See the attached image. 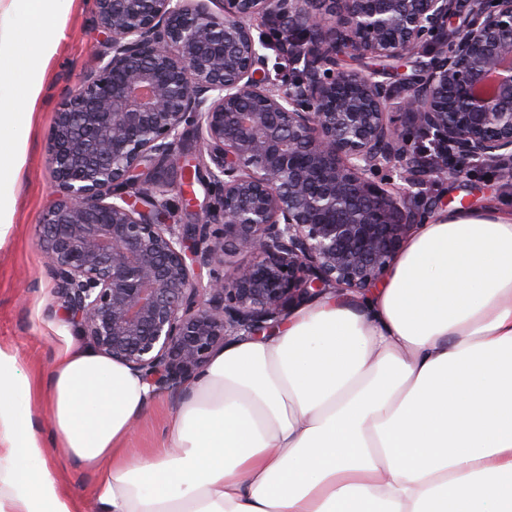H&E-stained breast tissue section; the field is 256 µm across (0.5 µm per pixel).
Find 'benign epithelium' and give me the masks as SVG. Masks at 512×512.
<instances>
[{"label": "benign epithelium", "mask_w": 512, "mask_h": 512, "mask_svg": "<svg viewBox=\"0 0 512 512\" xmlns=\"http://www.w3.org/2000/svg\"><path fill=\"white\" fill-rule=\"evenodd\" d=\"M210 2L94 0L106 47L56 112L36 238L60 313L172 396L229 341L366 297L425 218L407 199L432 174L512 166V0ZM258 19L288 28V72L268 70ZM426 47L400 93L340 67ZM416 136L451 159L422 167ZM176 161L213 191L198 224L171 215Z\"/></svg>", "instance_id": "benign-epithelium-1"}]
</instances>
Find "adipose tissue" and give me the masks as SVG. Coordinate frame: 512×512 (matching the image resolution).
Returning <instances> with one entry per match:
<instances>
[{
    "mask_svg": "<svg viewBox=\"0 0 512 512\" xmlns=\"http://www.w3.org/2000/svg\"><path fill=\"white\" fill-rule=\"evenodd\" d=\"M55 0H0V127L31 119ZM25 14L28 32L14 24ZM25 142L0 137V247ZM38 393L0 348V512H77L45 457L93 465L97 512H512V214L449 211L365 298L326 296L215 353L169 420L125 443L154 395L66 340Z\"/></svg>",
    "mask_w": 512,
    "mask_h": 512,
    "instance_id": "1",
    "label": "adipose tissue"
}]
</instances>
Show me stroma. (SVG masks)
I'll use <instances>...</instances> for the list:
<instances>
[{
	"instance_id": "1",
	"label": "stroma",
	"mask_w": 512,
	"mask_h": 512,
	"mask_svg": "<svg viewBox=\"0 0 512 512\" xmlns=\"http://www.w3.org/2000/svg\"><path fill=\"white\" fill-rule=\"evenodd\" d=\"M55 26L62 38L42 81L27 135L26 162L12 193L14 227L6 245L0 247V347L15 351L24 374L38 378L43 377L65 337L75 333L72 324L55 314L54 282L35 235L42 213L55 200L47 162L54 114L81 76L96 67L94 49L106 39L96 24L92 0H66L57 9ZM424 191L436 201L440 213L452 210L458 200L474 210L512 212V182L480 170L464 177H430ZM179 403V398L158 394L136 423L130 448L157 447L165 439L167 420ZM52 464L80 512H95V469L57 458Z\"/></svg>"
}]
</instances>
